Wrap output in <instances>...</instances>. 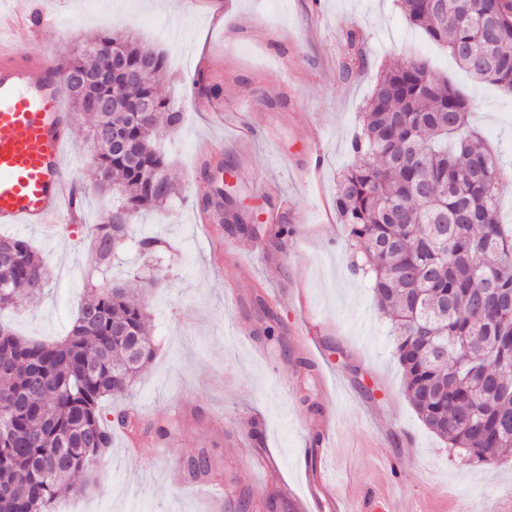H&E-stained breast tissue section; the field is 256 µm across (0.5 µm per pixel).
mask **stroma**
I'll return each instance as SVG.
<instances>
[{"label": "stroma", "mask_w": 512, "mask_h": 512, "mask_svg": "<svg viewBox=\"0 0 512 512\" xmlns=\"http://www.w3.org/2000/svg\"><path fill=\"white\" fill-rule=\"evenodd\" d=\"M224 31L207 38L214 0H175V11L154 0H37L53 19L37 37L47 51L68 55L75 40L113 31L163 52L167 73L159 93L183 121L163 130L169 175L181 188L171 205L143 211L108 274L141 291L151 313L156 356L113 410L135 408L149 432L154 465L125 460V433L98 466L94 486L58 500L56 512H235L233 493H246L250 512H293L281 495L287 481L303 497L319 475L333 476L337 492L356 497L375 488L399 499L406 512H461L512 505V460L468 467L454 449L420 421L394 357L390 322L371 289L349 269L346 226L336 211V178L351 162L350 140L377 74L394 63L425 59L472 104V123L503 161L512 160V93L480 83L441 47L407 26L395 0H221ZM362 54L353 59L350 38ZM261 127L240 135L236 114L250 103ZM223 140L208 155L206 142ZM88 147L72 122L64 171L83 188V218L51 232L15 227L48 260L51 276L39 301L19 297L0 322L23 337L50 342L66 335L86 295L85 274L98 259L93 229L110 206L93 186ZM232 187L220 195L222 174ZM289 206L281 223L293 230L284 253L267 216L279 197ZM253 228L256 252L234 256L232 214ZM161 240L168 260L158 279L134 241ZM247 265L251 276L238 298L224 300L227 276ZM279 294L269 303V294ZM314 319L321 330L296 344L295 330ZM250 322L249 345L232 335ZM277 325L279 341L263 331ZM277 361L269 363L265 351ZM336 417V437L314 442L318 420ZM181 416L164 439L151 429ZM261 434L256 449L239 447L243 425ZM206 449L222 477L202 487L180 477L181 461ZM269 456L273 473H259L252 452ZM397 467L385 480L381 461ZM294 495V496H295Z\"/></svg>", "instance_id": "obj_1"}]
</instances>
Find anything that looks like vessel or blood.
Listing matches in <instances>:
<instances>
[{"label":"vessel or blood","instance_id":"vessel-or-blood-1","mask_svg":"<svg viewBox=\"0 0 512 512\" xmlns=\"http://www.w3.org/2000/svg\"><path fill=\"white\" fill-rule=\"evenodd\" d=\"M16 40L32 41L42 13L19 12ZM56 57L0 52V224L50 229L72 217L75 186L63 173L69 113ZM355 512H398L392 496L366 491Z\"/></svg>","mask_w":512,"mask_h":512}]
</instances>
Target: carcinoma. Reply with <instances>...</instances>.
<instances>
[{
    "instance_id": "cac0c4a2",
    "label": "carcinoma",
    "mask_w": 512,
    "mask_h": 512,
    "mask_svg": "<svg viewBox=\"0 0 512 512\" xmlns=\"http://www.w3.org/2000/svg\"><path fill=\"white\" fill-rule=\"evenodd\" d=\"M475 80L512 92V0H396ZM121 51L138 81L102 112L67 83L76 114L89 120L85 142L94 185L112 194L91 246L99 264L69 333L53 343L27 340L0 324V512H54L61 494L82 491L111 447L112 421L131 431L126 410L111 419L102 401L128 390L156 355L142 296L106 280L132 219L175 195L159 143V121L173 130L182 113L157 91L165 57L100 32L61 61L64 75L92 73ZM151 56L142 68L145 55ZM147 97L152 112L126 110ZM471 103L424 60L378 76L350 141L352 161L337 178L336 210L347 224L350 271L372 289L394 326V355L423 424L466 466L512 457V231L498 217L503 169L468 123ZM119 134L131 155L112 152ZM12 263L0 267V310L19 293L38 299L48 261L19 235L1 236ZM187 481H209L216 468L201 448L187 456Z\"/></svg>"
}]
</instances>
